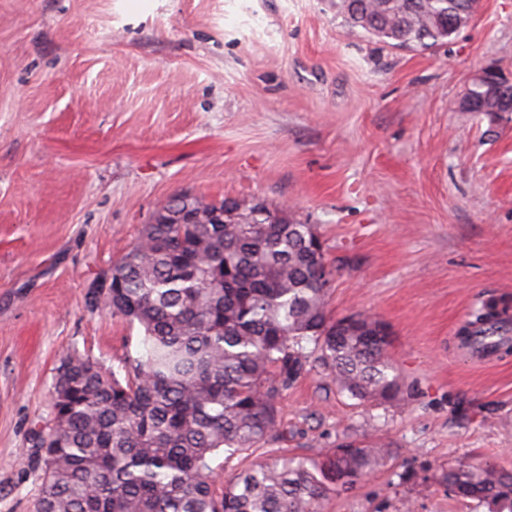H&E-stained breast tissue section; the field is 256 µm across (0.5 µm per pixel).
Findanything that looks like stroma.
Masks as SVG:
<instances>
[{
	"label": "stroma",
	"instance_id": "35a3bbf8",
	"mask_svg": "<svg viewBox=\"0 0 512 512\" xmlns=\"http://www.w3.org/2000/svg\"><path fill=\"white\" fill-rule=\"evenodd\" d=\"M485 70L512 79V0L426 51L348 31L334 0H0V512H34L61 358L142 352L86 293L183 191L315 225L331 315L390 333L398 400L313 371L279 403L266 448L391 445L324 512H486L442 481L512 468V353L457 339L479 300L512 302V112L461 107Z\"/></svg>",
	"mask_w": 512,
	"mask_h": 512
}]
</instances>
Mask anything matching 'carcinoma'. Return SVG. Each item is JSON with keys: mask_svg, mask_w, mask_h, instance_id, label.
I'll use <instances>...</instances> for the list:
<instances>
[{"mask_svg": "<svg viewBox=\"0 0 512 512\" xmlns=\"http://www.w3.org/2000/svg\"><path fill=\"white\" fill-rule=\"evenodd\" d=\"M470 0H336V16L383 47L429 50L453 41ZM182 224L171 205L112 266V291L86 301L142 332L145 353L108 371L87 354L62 357L35 454V512H321L392 457L372 434L324 454H278L246 469L217 496L212 456L251 454L278 425L283 392L316 371L360 403L401 394L389 341L372 316L332 318L334 276L320 235L281 210L209 203ZM503 299L478 301L459 332L467 349L509 323ZM448 494L488 512H512V469L448 467Z\"/></svg>", "mask_w": 512, "mask_h": 512, "instance_id": "cac0c4a2", "label": "carcinoma"}]
</instances>
